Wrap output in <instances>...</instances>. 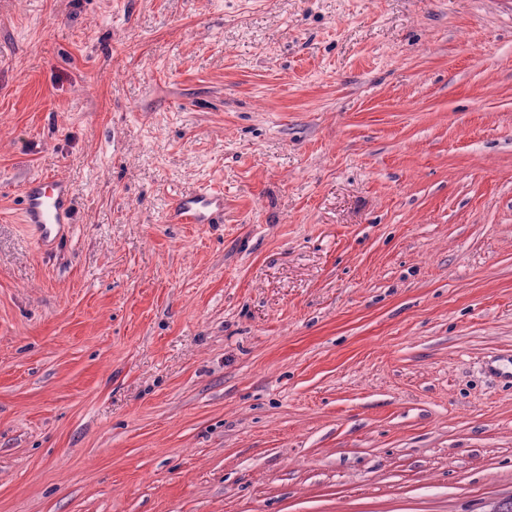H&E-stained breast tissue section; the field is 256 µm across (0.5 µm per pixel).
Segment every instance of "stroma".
<instances>
[{
    "label": "stroma",
    "mask_w": 512,
    "mask_h": 512,
    "mask_svg": "<svg viewBox=\"0 0 512 512\" xmlns=\"http://www.w3.org/2000/svg\"><path fill=\"white\" fill-rule=\"evenodd\" d=\"M509 354L512 0H0V512H486ZM74 213L73 189L66 180L44 176L24 185L22 222L33 228L45 253H51L70 237ZM220 215H224V193L198 189L173 202L169 221L173 224H214Z\"/></svg>",
    "instance_id": "obj_1"
}]
</instances>
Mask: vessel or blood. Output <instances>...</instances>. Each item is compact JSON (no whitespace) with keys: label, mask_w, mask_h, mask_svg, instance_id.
I'll use <instances>...</instances> for the list:
<instances>
[{"label":"vessel or blood","mask_w":512,"mask_h":512,"mask_svg":"<svg viewBox=\"0 0 512 512\" xmlns=\"http://www.w3.org/2000/svg\"><path fill=\"white\" fill-rule=\"evenodd\" d=\"M74 196L69 182L44 176L26 183L22 190V221L36 233L44 252H52L73 229ZM224 213L223 192L199 189L178 197L170 210L174 224H211Z\"/></svg>","instance_id":"vessel-or-blood-1"}]
</instances>
